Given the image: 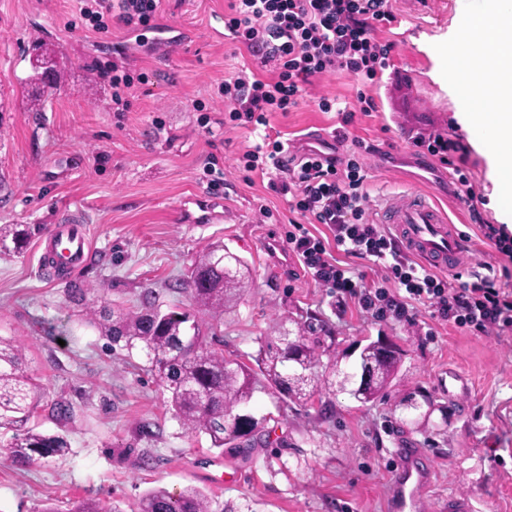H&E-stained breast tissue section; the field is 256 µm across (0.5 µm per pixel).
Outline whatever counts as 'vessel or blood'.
I'll return each instance as SVG.
<instances>
[{"label":"vessel or blood","instance_id":"1","mask_svg":"<svg viewBox=\"0 0 512 512\" xmlns=\"http://www.w3.org/2000/svg\"><path fill=\"white\" fill-rule=\"evenodd\" d=\"M375 221L393 225L406 253L434 270L454 271L464 255L465 242L431 195L407 192L380 208ZM39 249L44 269L68 276L84 266L91 253V237L85 225L59 224L50 241ZM399 456L400 464L391 479L389 512H418L431 483L432 467L416 449H400Z\"/></svg>","mask_w":512,"mask_h":512}]
</instances>
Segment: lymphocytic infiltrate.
<instances>
[{
  "mask_svg": "<svg viewBox=\"0 0 512 512\" xmlns=\"http://www.w3.org/2000/svg\"><path fill=\"white\" fill-rule=\"evenodd\" d=\"M159 10L160 0H85L80 14L93 28L113 19L134 32L148 26ZM396 21L390 0H228L225 32L270 72L265 79L243 70L220 86L231 126L268 127L271 114H288L308 86L328 73L346 72L363 85L355 110H341V125L331 132L337 142H353L355 149L346 156L311 148L290 157L283 141L268 137L240 161L246 171L266 175L268 189L287 198L288 251L315 284L353 298L375 315L408 321L423 305L432 318L461 330L512 334V289L490 276L449 287L447 280L410 260L392 233L370 216L363 156L374 147L350 139L347 128L355 113L368 116L378 109L367 89L378 85L390 67L394 43L380 33ZM412 144L417 153L450 170L454 196L467 203L471 223L512 261V231L484 220L478 210L460 144L440 133L414 137ZM315 224L324 225L326 234L313 233ZM351 257L383 267L384 279L366 283L348 266Z\"/></svg>",
  "mask_w": 512,
  "mask_h": 512,
  "instance_id": "obj_1",
  "label": "lymphocytic infiltrate"
}]
</instances>
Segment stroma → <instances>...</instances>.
Here are the masks:
<instances>
[{
	"instance_id": "stroma-1",
	"label": "stroma",
	"mask_w": 512,
	"mask_h": 512,
	"mask_svg": "<svg viewBox=\"0 0 512 512\" xmlns=\"http://www.w3.org/2000/svg\"><path fill=\"white\" fill-rule=\"evenodd\" d=\"M224 4L162 0L154 27L135 36L113 21L94 30L80 17L79 0H0V226L31 228L23 242L0 241V337L21 348L46 393L29 426L64 432L70 441L64 459L20 469L4 450L13 431L0 428V512H72L86 498L105 512H134L157 486L175 495L199 488L224 512H385L402 448L418 449L434 469L421 512H443L452 497L469 499L474 512H512V336L462 331L424 308L411 323L378 320L317 287L296 259L275 258L266 241H285L288 203L239 168L238 157L262 134L225 125L218 95L225 78L254 62L245 47L220 39ZM392 7L391 67L373 89L379 110L356 115L350 127L376 147L363 157L368 207L409 189L433 190L468 242L458 271L446 276L449 286L491 271L512 283V262L471 223L446 170L412 145L430 133L461 141L484 218L505 223L489 146L458 119L481 104L461 103L445 56L486 2L392 0ZM39 46L61 73L45 87L41 106L28 81ZM115 68L146 77L129 90L123 112L99 76ZM356 89L346 73L326 75L271 125L289 146L307 144L339 122L336 113L318 111L316 98L350 107ZM212 161L222 174L214 189ZM263 206L270 217L260 215ZM65 219L87 225L93 242L72 278L40 268L36 250ZM211 244L244 258L253 280L220 316L199 310L181 287ZM77 288L98 309L180 306L212 327L213 348L248 364L258 338L280 319L290 331L301 322L326 330L335 340L331 357L343 367L381 335L403 356L387 392L366 404L332 385L305 405L255 392L247 409L262 428L239 447L218 449L207 435L185 432L144 357L124 359L84 321L73 300ZM452 368L471 381L470 392L453 401L444 386ZM406 395L431 399L428 425H401L395 404ZM55 401L71 407L65 425L52 416Z\"/></svg>"
}]
</instances>
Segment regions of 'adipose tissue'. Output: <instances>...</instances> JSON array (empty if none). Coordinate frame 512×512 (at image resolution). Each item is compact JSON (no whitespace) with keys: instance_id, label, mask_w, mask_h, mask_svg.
Masks as SVG:
<instances>
[{"instance_id":"adipose-tissue-1","label":"adipose tissue","mask_w":512,"mask_h":512,"mask_svg":"<svg viewBox=\"0 0 512 512\" xmlns=\"http://www.w3.org/2000/svg\"><path fill=\"white\" fill-rule=\"evenodd\" d=\"M472 43L483 44L486 68L458 83L463 101H493L497 148L490 156L494 194L512 200V0H491L486 15L469 26Z\"/></svg>"}]
</instances>
